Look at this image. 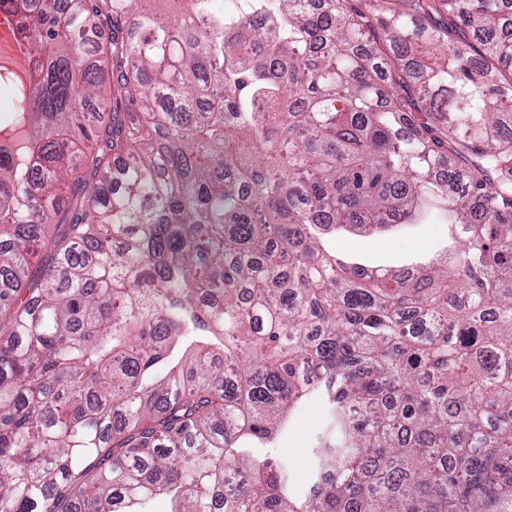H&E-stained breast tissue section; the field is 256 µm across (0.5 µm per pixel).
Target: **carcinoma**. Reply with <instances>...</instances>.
I'll return each instance as SVG.
<instances>
[{"label":"carcinoma","mask_w":512,"mask_h":512,"mask_svg":"<svg viewBox=\"0 0 512 512\" xmlns=\"http://www.w3.org/2000/svg\"><path fill=\"white\" fill-rule=\"evenodd\" d=\"M147 2L0 0V512H512V0ZM451 241L448 224H413L395 230L336 236V250L369 267L399 269L439 257ZM320 420V410L316 404H310L304 411L288 438L280 445V453L291 463L298 484L303 485L309 477L310 467L308 454V436L316 428Z\"/></svg>","instance_id":"cac0c4a2"}]
</instances>
